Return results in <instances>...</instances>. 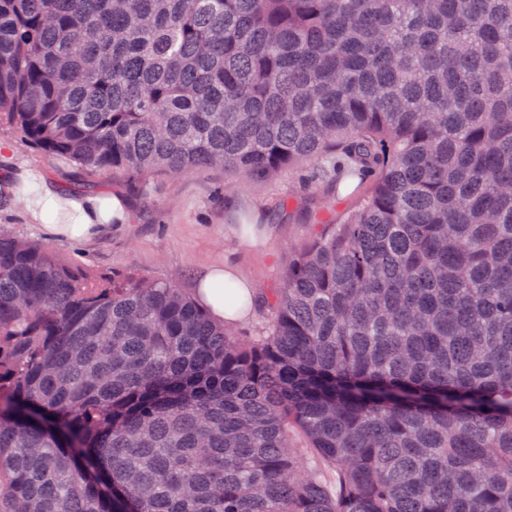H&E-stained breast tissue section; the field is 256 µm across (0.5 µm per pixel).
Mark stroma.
Wrapping results in <instances>:
<instances>
[{"label":"stroma","instance_id":"obj_1","mask_svg":"<svg viewBox=\"0 0 512 512\" xmlns=\"http://www.w3.org/2000/svg\"><path fill=\"white\" fill-rule=\"evenodd\" d=\"M309 172L303 166L268 178H243L230 191L219 170L174 181L159 176L149 198L129 200L125 224L91 241L56 240L52 247L94 273L158 278L189 295L203 269L222 263L232 264L252 287L276 288L294 250L313 235L311 215L326 219L336 209V195L329 189L307 196L304 204L292 203ZM31 173L71 196L100 193L68 160L46 157L21 142L11 128L1 127L0 185L25 187ZM255 212L265 216L259 236L241 239L235 220Z\"/></svg>","mask_w":512,"mask_h":512}]
</instances>
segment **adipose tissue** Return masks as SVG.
Wrapping results in <instances>:
<instances>
[{
    "instance_id": "1",
    "label": "adipose tissue",
    "mask_w": 512,
    "mask_h": 512,
    "mask_svg": "<svg viewBox=\"0 0 512 512\" xmlns=\"http://www.w3.org/2000/svg\"><path fill=\"white\" fill-rule=\"evenodd\" d=\"M55 210L72 209L78 212L79 217L71 224H49L46 232L54 238H69L74 240H88L106 231L115 218H122L125 202L122 198H113L110 208L98 207L96 198L69 201L55 198L52 190L42 188L40 195L33 197L29 202V213L32 220H41L46 207ZM232 268L214 266L199 273L196 281L195 297L200 305L207 308L217 323L241 322L248 318V311L228 305L224 299V284L234 278Z\"/></svg>"
}]
</instances>
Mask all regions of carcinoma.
Listing matches in <instances>:
<instances>
[{
	"mask_svg": "<svg viewBox=\"0 0 512 512\" xmlns=\"http://www.w3.org/2000/svg\"><path fill=\"white\" fill-rule=\"evenodd\" d=\"M4 124L354 201L252 336L0 229V512H512V0H0Z\"/></svg>",
	"mask_w": 512,
	"mask_h": 512,
	"instance_id": "cac0c4a2",
	"label": "carcinoma"
}]
</instances>
